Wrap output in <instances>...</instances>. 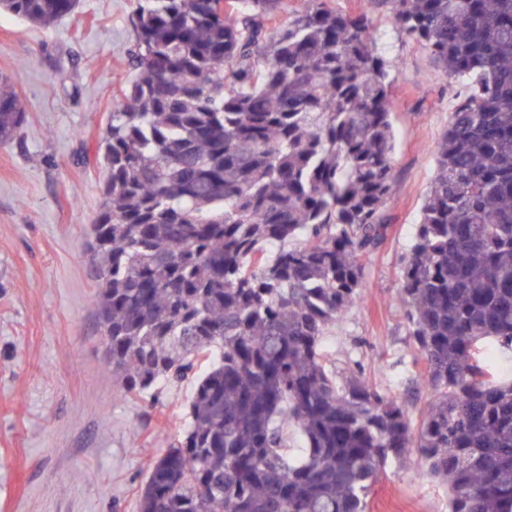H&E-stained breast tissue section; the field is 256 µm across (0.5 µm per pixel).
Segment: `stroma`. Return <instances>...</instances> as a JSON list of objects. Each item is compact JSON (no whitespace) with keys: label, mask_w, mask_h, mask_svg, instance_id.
Segmentation results:
<instances>
[{"label":"stroma","mask_w":512,"mask_h":512,"mask_svg":"<svg viewBox=\"0 0 512 512\" xmlns=\"http://www.w3.org/2000/svg\"><path fill=\"white\" fill-rule=\"evenodd\" d=\"M326 3L372 19L397 79L392 222L364 262L362 301L323 345L336 362L361 361L417 416L434 395L395 296L456 89L376 0ZM139 4L81 0L47 30L0 13V74L25 103L17 137L0 145V512H138L149 466L181 431L196 385L162 387L153 400L125 394L91 305L90 225L107 176L97 147L132 72ZM421 469L416 452L387 469L366 512H448L447 488Z\"/></svg>","instance_id":"1"}]
</instances>
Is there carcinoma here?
I'll return each instance as SVG.
<instances>
[{
  "label": "carcinoma",
  "mask_w": 512,
  "mask_h": 512,
  "mask_svg": "<svg viewBox=\"0 0 512 512\" xmlns=\"http://www.w3.org/2000/svg\"><path fill=\"white\" fill-rule=\"evenodd\" d=\"M142 0L109 116L93 296L127 394L198 378L139 512H366L419 449L450 512H512V0H379L465 87L396 301L434 402L414 420L322 349L361 300L395 181L394 68L364 14L324 0ZM80 0H0L50 26ZM264 64L258 63V58ZM25 118L0 78V143Z\"/></svg>",
  "instance_id": "1"
}]
</instances>
